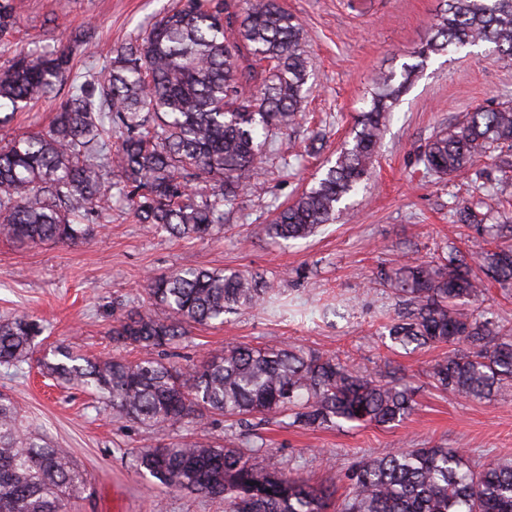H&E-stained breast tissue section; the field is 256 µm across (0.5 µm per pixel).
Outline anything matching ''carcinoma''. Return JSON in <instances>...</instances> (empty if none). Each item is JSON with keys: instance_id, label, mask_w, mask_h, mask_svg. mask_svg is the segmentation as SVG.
Wrapping results in <instances>:
<instances>
[{"instance_id": "1", "label": "carcinoma", "mask_w": 512, "mask_h": 512, "mask_svg": "<svg viewBox=\"0 0 512 512\" xmlns=\"http://www.w3.org/2000/svg\"><path fill=\"white\" fill-rule=\"evenodd\" d=\"M21 0H0V41ZM489 43L512 63V0H448L435 34L412 52L414 63L375 79L370 108L354 136L314 185L278 209L275 239L312 234L343 211L368 180L393 104L431 55L451 46ZM308 78L304 33L278 0H181L110 60L73 71L66 49L17 47L0 66V128L58 89L67 98L48 131L23 133L0 146V238L20 245L78 244L112 209L129 206L149 232L204 240L224 231L232 206L258 174L273 129L293 126ZM497 152L512 168V103L479 107L436 134L422 161L441 176L475 168ZM512 196L503 176L475 205L455 210L490 248L480 272L454 246L437 261L400 263L380 271L398 299L381 340L389 348L444 347L429 384L471 401L512 384V326L478 313L483 280L512 286ZM151 309L115 317L112 342L137 348L136 360L82 358L65 348L40 362L55 380L101 395L112 413L162 430L206 413L229 427L288 421L308 430L345 424L391 426L415 410V388L384 363L362 373L334 355L303 348L229 343L177 366L153 357L175 349L195 325L223 324L243 308L269 307L271 289L248 272L179 268L149 278ZM40 333L18 315L0 321V365L32 359ZM266 451L230 431L221 444L185 438L136 453L137 473L168 491L224 500V512H512V461L473 465L462 448H401L355 462L338 481L312 483L294 469L254 463ZM88 483L66 448L22 424L0 394V512H69L71 493Z\"/></svg>"}]
</instances>
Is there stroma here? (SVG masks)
<instances>
[{"instance_id":"stroma-1","label":"stroma","mask_w":512,"mask_h":512,"mask_svg":"<svg viewBox=\"0 0 512 512\" xmlns=\"http://www.w3.org/2000/svg\"><path fill=\"white\" fill-rule=\"evenodd\" d=\"M175 0H25L10 40L25 47L68 48L73 64L109 58L173 7ZM302 23L312 91L307 114L287 133L272 131L278 147L264 172L241 200L224 211V232L208 241L178 240L146 232L129 211H113L90 241L77 245L18 248L0 240V320L29 315L42 331L32 362L0 366V393L22 418L63 447L88 475L72 512H224L222 503L185 492L155 499L153 480L135 471L138 448L187 436L217 440L227 424L212 416L154 432L114 418L95 395L54 384L36 361L58 346L94 358L132 349L112 343L113 307L142 310L149 275L179 267L259 272L281 293L287 310H244L215 327L195 326L180 353L193 359L223 349L227 340L308 350L353 358L360 371L387 361L411 375L414 412L394 427H343L311 431L279 421L258 427L267 451L261 465L296 468L302 476L338 473L356 459L407 445L464 448L476 462L512 459V387L486 401H466L436 391L426 372L442 348L412 353L382 345L377 328L392 315L395 298L378 282L380 269L441 255L449 246L474 248V233L453 222L456 205L476 195L466 176L439 178L426 172L421 155L441 130L481 106L512 103V66L501 64L491 45L466 46L431 57L393 109L366 188L348 198L332 224L308 238L272 241L266 233L278 207L286 205L323 172L326 160L353 133L368 110L373 79L401 72L410 52L434 30L443 0H281ZM90 34L73 46L75 33ZM65 92L19 113L0 143L48 129ZM325 135L320 152L304 150L315 127ZM338 311L324 314L325 304Z\"/></svg>"}]
</instances>
